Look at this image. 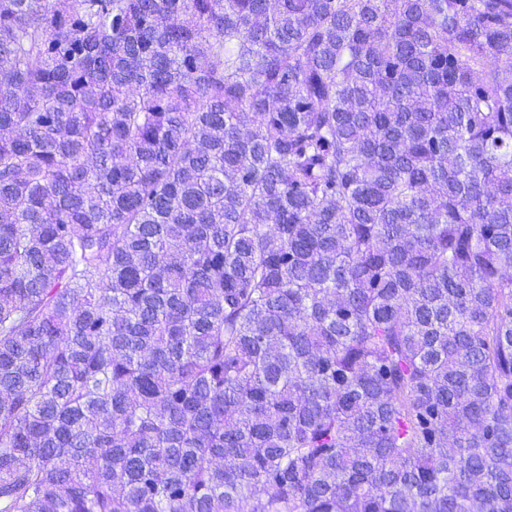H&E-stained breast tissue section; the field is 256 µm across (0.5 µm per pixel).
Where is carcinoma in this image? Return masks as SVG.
<instances>
[{
	"mask_svg": "<svg viewBox=\"0 0 512 512\" xmlns=\"http://www.w3.org/2000/svg\"><path fill=\"white\" fill-rule=\"evenodd\" d=\"M0 512H512V0H0Z\"/></svg>",
	"mask_w": 512,
	"mask_h": 512,
	"instance_id": "cac0c4a2",
	"label": "carcinoma"
}]
</instances>
